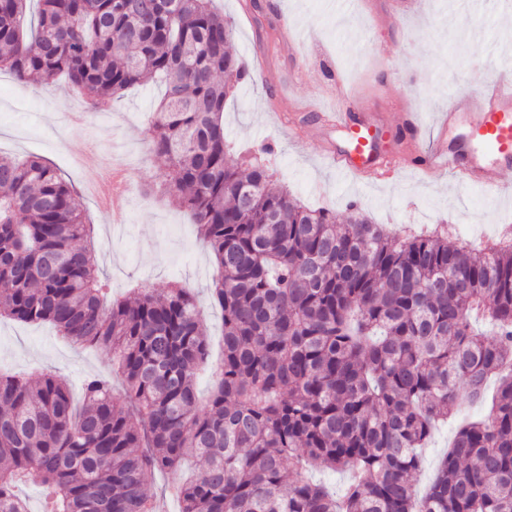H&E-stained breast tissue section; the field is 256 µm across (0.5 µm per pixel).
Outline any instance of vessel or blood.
I'll use <instances>...</instances> for the list:
<instances>
[{
    "label": "vessel or blood",
    "mask_w": 512,
    "mask_h": 512,
    "mask_svg": "<svg viewBox=\"0 0 512 512\" xmlns=\"http://www.w3.org/2000/svg\"><path fill=\"white\" fill-rule=\"evenodd\" d=\"M357 104V99L346 100L336 118L343 145L335 164L343 176L378 169L385 160L374 152L378 130L353 119L350 110ZM392 161L422 171L442 169L459 182L480 185L491 197L502 195V175L512 170V74L501 73L477 91L454 96L437 124L435 149L423 150L414 141L408 157L396 155Z\"/></svg>",
    "instance_id": "obj_1"
}]
</instances>
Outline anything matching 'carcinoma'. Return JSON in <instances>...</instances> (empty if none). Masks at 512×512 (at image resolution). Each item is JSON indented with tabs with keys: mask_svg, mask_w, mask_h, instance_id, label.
<instances>
[{
	"mask_svg": "<svg viewBox=\"0 0 512 512\" xmlns=\"http://www.w3.org/2000/svg\"><path fill=\"white\" fill-rule=\"evenodd\" d=\"M0 0V70L65 76L102 107L160 76L151 121L171 197L215 258L210 302L223 357L209 356L183 287L102 297L78 192L50 165L0 155V317L47 322L112 350L118 369L70 387L50 371L0 369V512H157L158 471L203 463L178 485L180 512H512V243H448L451 229L392 233L356 203L344 223L302 205L224 137V106L250 76L213 0ZM423 492L422 467L457 394L485 399ZM347 475L338 493L308 464Z\"/></svg>",
	"mask_w": 512,
	"mask_h": 512,
	"instance_id": "obj_1",
	"label": "carcinoma"
}]
</instances>
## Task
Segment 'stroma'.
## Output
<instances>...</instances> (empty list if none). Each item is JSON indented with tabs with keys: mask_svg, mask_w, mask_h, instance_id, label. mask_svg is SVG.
<instances>
[{
	"mask_svg": "<svg viewBox=\"0 0 512 512\" xmlns=\"http://www.w3.org/2000/svg\"><path fill=\"white\" fill-rule=\"evenodd\" d=\"M252 1L217 0L234 24L233 49L252 72L224 109L234 153L271 146L262 162L313 208L341 216L355 202L396 232L450 224L454 241L476 248L512 238L511 195L492 199L437 170L337 176L327 160L337 148L336 128L325 120L353 96L365 115L392 126L415 119L424 142H431L438 113L456 93L476 90L497 72H512V27L499 22L512 0H468L463 20L480 32L479 45L471 48L448 22L454 0H256L266 17L262 25ZM281 15L296 23V55L281 47L273 25ZM163 91L157 81L130 89L105 114L75 127L68 115L83 101L65 78L47 90L1 71L0 154L42 158L81 193L113 296L135 288H190L216 347L222 315L208 303L209 250L190 213L167 195L173 173L150 148L151 116ZM0 366L26 373L50 369L77 391L85 377L111 371L112 353L69 344L47 323L2 319Z\"/></svg>",
	"mask_w": 512,
	"mask_h": 512,
	"instance_id": "35a3bbf8",
	"label": "stroma"
}]
</instances>
